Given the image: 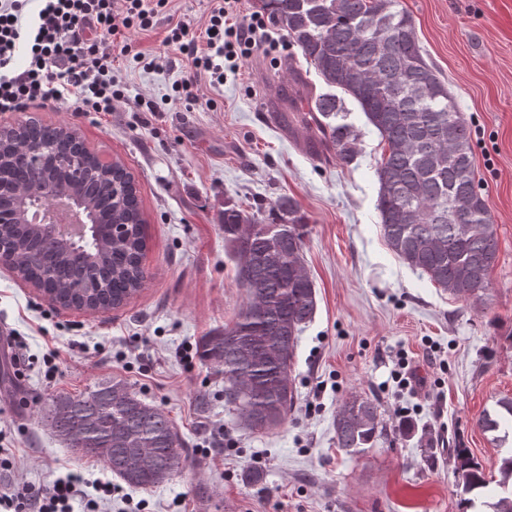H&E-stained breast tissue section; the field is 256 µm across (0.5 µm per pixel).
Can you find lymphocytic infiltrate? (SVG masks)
<instances>
[{"mask_svg":"<svg viewBox=\"0 0 512 512\" xmlns=\"http://www.w3.org/2000/svg\"><path fill=\"white\" fill-rule=\"evenodd\" d=\"M29 0H0V112H17L34 103L66 101L76 112H109L126 101V85L112 71L113 55H134L128 35L147 31L168 0H41L30 23L22 16ZM240 0H216L204 30L206 47L194 51L198 37L189 25L177 22L164 39L190 59L193 72L224 82L225 72H237L254 53L271 54L278 41L267 30L261 13L239 19ZM26 43L24 70L13 68L19 43ZM111 496V483L89 484L68 472L50 485L34 487L14 482L0 489V512H72L76 498H86L89 512L98 503L87 498L86 486Z\"/></svg>","mask_w":512,"mask_h":512,"instance_id":"1","label":"lymphocytic infiltrate"}]
</instances>
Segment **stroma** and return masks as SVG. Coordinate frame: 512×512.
I'll list each match as a JSON object with an SVG mask.
<instances>
[{
    "instance_id": "1",
    "label": "stroma",
    "mask_w": 512,
    "mask_h": 512,
    "mask_svg": "<svg viewBox=\"0 0 512 512\" xmlns=\"http://www.w3.org/2000/svg\"><path fill=\"white\" fill-rule=\"evenodd\" d=\"M399 3L470 127L499 245L482 301L435 288L387 246L376 208L381 138L355 104L347 106L361 133L354 162L298 149L306 113L290 101L292 73L311 95L322 85L305 60L291 61L290 48L274 60L255 53L221 86L198 80L211 104L185 110L175 83L190 75L186 57L162 40L173 21L200 28L211 2L170 0L153 31L131 37L154 66L116 62L130 101L110 112L49 102L0 113V126L34 117L77 128L87 148L121 160L135 178L147 238L145 285L117 309L62 308L0 264V325L16 347L0 357L1 442L15 458L0 481L43 486L68 469L112 479L105 463L66 448L41 419L50 397L112 377L162 409L186 442L182 472L129 489L146 512H461L460 448L487 480H499L504 451L477 421L512 398V0ZM280 196L307 221L303 258L317 310L299 339L287 422L253 432L228 410L221 376L185 351L246 302L224 252L225 202L252 213ZM53 349L60 356L51 366ZM403 358L420 386L393 381ZM352 395L377 402L383 429L356 456L338 448L333 426ZM404 408L411 421L400 418Z\"/></svg>"
}]
</instances>
